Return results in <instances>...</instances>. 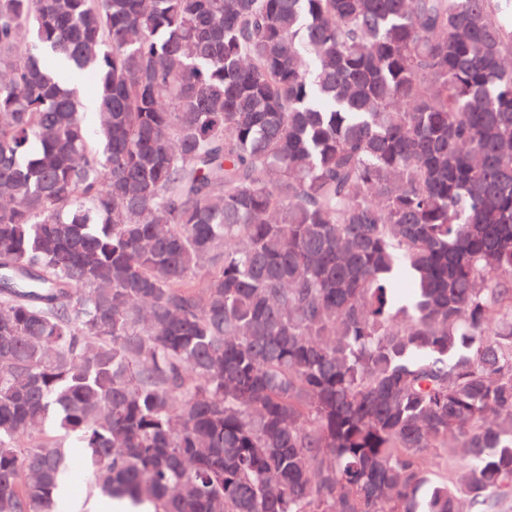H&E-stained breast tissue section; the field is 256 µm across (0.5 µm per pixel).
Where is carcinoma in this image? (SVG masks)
<instances>
[{"label": "carcinoma", "instance_id": "carcinoma-1", "mask_svg": "<svg viewBox=\"0 0 512 512\" xmlns=\"http://www.w3.org/2000/svg\"><path fill=\"white\" fill-rule=\"evenodd\" d=\"M0 73V512L70 437L134 512L512 501V0H0Z\"/></svg>", "mask_w": 512, "mask_h": 512}]
</instances>
